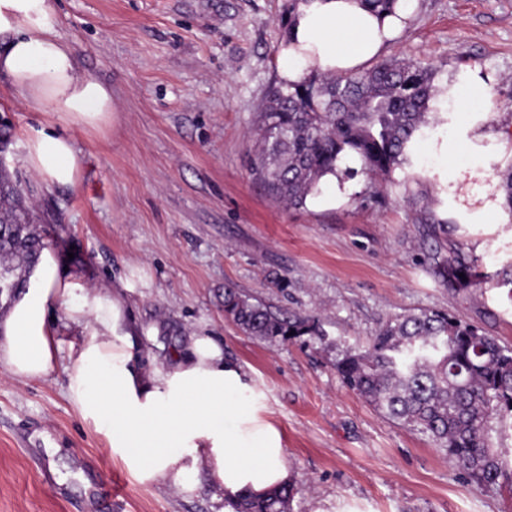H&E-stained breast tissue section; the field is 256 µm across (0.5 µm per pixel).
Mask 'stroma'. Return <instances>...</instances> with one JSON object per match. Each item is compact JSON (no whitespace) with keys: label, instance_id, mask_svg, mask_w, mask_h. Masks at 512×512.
<instances>
[{"label":"stroma","instance_id":"1","mask_svg":"<svg viewBox=\"0 0 512 512\" xmlns=\"http://www.w3.org/2000/svg\"><path fill=\"white\" fill-rule=\"evenodd\" d=\"M56 35L112 90L98 130H72L82 166L51 185L21 163L22 141L54 122L0 77V138L29 182L38 230L61 266L118 293L140 361L164 364L208 335L264 393L294 474L292 512H512V493L476 487L424 435L383 417L332 367L394 315L439 310L512 345V221L462 224L435 200L429 166L381 183L360 172L299 208L250 170L256 114L281 79L290 0H56ZM384 58L439 75L491 73L489 133L512 166V0H418ZM462 252L484 275L444 285L436 262ZM233 286L284 316L321 318L324 340L268 343L224 316ZM67 376L0 368V512H221L140 484L66 393ZM122 485L120 495L108 493Z\"/></svg>","mask_w":512,"mask_h":512}]
</instances>
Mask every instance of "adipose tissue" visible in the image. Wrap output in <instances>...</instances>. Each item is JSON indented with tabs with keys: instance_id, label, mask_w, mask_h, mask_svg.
Instances as JSON below:
<instances>
[{
	"instance_id": "adipose-tissue-1",
	"label": "adipose tissue",
	"mask_w": 512,
	"mask_h": 512,
	"mask_svg": "<svg viewBox=\"0 0 512 512\" xmlns=\"http://www.w3.org/2000/svg\"><path fill=\"white\" fill-rule=\"evenodd\" d=\"M416 6L417 0H396L392 12L377 13L361 0H301L280 48L283 80L299 81L311 67L324 74L365 68ZM54 12L53 0H0V75L28 105L48 107L69 128L98 129L111 116L112 91L82 71L55 35ZM437 88L428 103L437 119L426 138L408 143L404 165L415 167L431 153L443 164L437 196L452 203L454 216L494 221L502 197L489 180L500 161L486 144L491 79L467 69L439 78ZM471 148L473 162H458ZM22 163L49 184L69 185L81 158L67 132L42 128L28 134ZM61 308L87 330L65 368L68 397L140 483L190 495L205 481L219 492L256 498L292 483L284 436L239 363L199 335L166 365H141L123 304L65 273L51 250H43L27 288L0 313V366L19 378L48 376L60 348L53 315Z\"/></svg>"
}]
</instances>
